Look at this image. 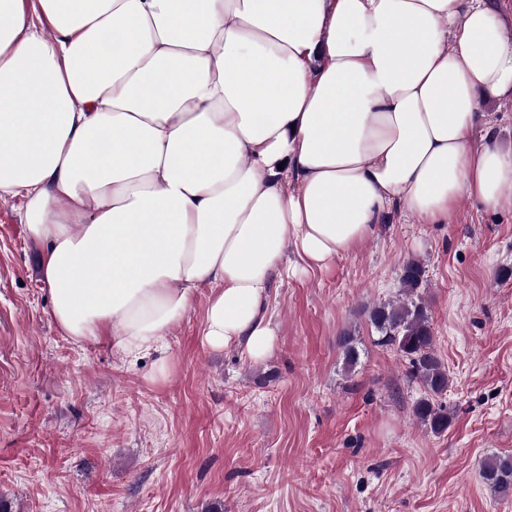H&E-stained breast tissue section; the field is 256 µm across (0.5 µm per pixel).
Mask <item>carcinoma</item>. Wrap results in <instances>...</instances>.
Masks as SVG:
<instances>
[{
    "label": "carcinoma",
    "instance_id": "1",
    "mask_svg": "<svg viewBox=\"0 0 512 512\" xmlns=\"http://www.w3.org/2000/svg\"><path fill=\"white\" fill-rule=\"evenodd\" d=\"M425 270L421 263L409 261L400 275L398 298L375 306L370 321L379 333L377 344L396 350L410 366L409 376L422 384L426 396L413 407L415 418L435 435L448 430V408L439 397L448 390V370L433 354L434 336L429 314L418 289ZM345 372L354 371L360 353L350 336L342 339ZM481 478L500 498L512 495V456H493L482 466Z\"/></svg>",
    "mask_w": 512,
    "mask_h": 512
}]
</instances>
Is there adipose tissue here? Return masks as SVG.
I'll return each mask as SVG.
<instances>
[{
	"label": "adipose tissue",
	"mask_w": 512,
	"mask_h": 512,
	"mask_svg": "<svg viewBox=\"0 0 512 512\" xmlns=\"http://www.w3.org/2000/svg\"><path fill=\"white\" fill-rule=\"evenodd\" d=\"M488 95L485 0H0V200L73 341L164 351L206 286L205 342L260 360L287 248L322 270L397 209L512 207Z\"/></svg>",
	"instance_id": "adipose-tissue-1"
}]
</instances>
